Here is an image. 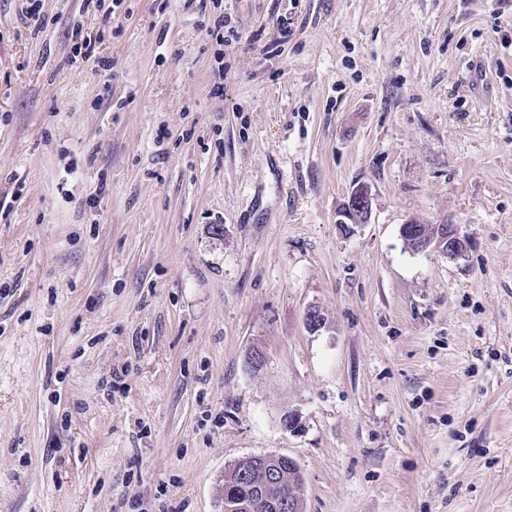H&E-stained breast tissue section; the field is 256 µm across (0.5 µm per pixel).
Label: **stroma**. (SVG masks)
I'll return each mask as SVG.
<instances>
[{
    "label": "stroma",
    "instance_id": "stroma-1",
    "mask_svg": "<svg viewBox=\"0 0 512 512\" xmlns=\"http://www.w3.org/2000/svg\"><path fill=\"white\" fill-rule=\"evenodd\" d=\"M41 3L0 0V512H221L267 453L302 512H512V0ZM370 190L367 186H358L350 193L347 201L338 213L337 223L342 228L368 223L371 210ZM419 223L402 224L400 233L414 252L436 251L448 259L456 260L465 256L467 244L452 224H439L432 233L420 232Z\"/></svg>",
    "mask_w": 512,
    "mask_h": 512
}]
</instances>
